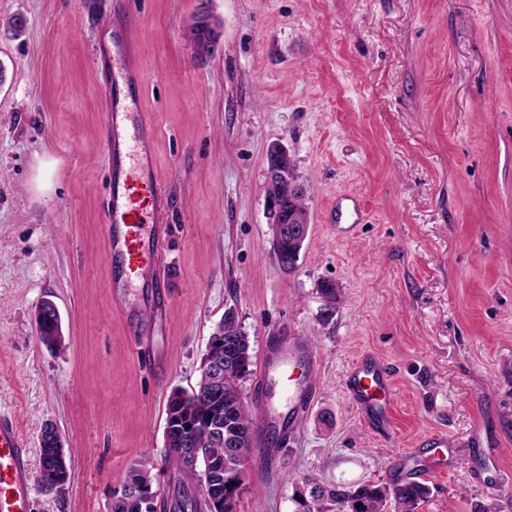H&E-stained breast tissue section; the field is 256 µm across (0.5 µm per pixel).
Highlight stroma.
Instances as JSON below:
<instances>
[{
  "label": "stroma",
  "instance_id": "obj_1",
  "mask_svg": "<svg viewBox=\"0 0 512 512\" xmlns=\"http://www.w3.org/2000/svg\"><path fill=\"white\" fill-rule=\"evenodd\" d=\"M203 5L220 36L200 58L190 27ZM112 7L0 0V411L30 447L50 422L71 450L69 482L34 483L31 512H109L136 461L173 490L166 402L196 389L230 309L254 360L270 337L309 338L317 381L277 455L247 463L237 512H294L306 477L405 481L436 434L460 460L426 477L417 512H512L499 481L512 475V0H137L140 109L167 203L151 284L118 299L110 172L95 149L94 49ZM276 141L307 189L290 272L271 252L265 201ZM343 193L364 219L340 237L319 215ZM46 298L58 350L38 338ZM365 354L394 380L387 434L345 392Z\"/></svg>",
  "mask_w": 512,
  "mask_h": 512
}]
</instances>
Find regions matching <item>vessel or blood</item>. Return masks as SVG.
Masks as SVG:
<instances>
[{
  "instance_id": "obj_1",
  "label": "vessel or blood",
  "mask_w": 512,
  "mask_h": 512,
  "mask_svg": "<svg viewBox=\"0 0 512 512\" xmlns=\"http://www.w3.org/2000/svg\"><path fill=\"white\" fill-rule=\"evenodd\" d=\"M122 13L115 17L112 47L103 58L112 62L106 96L105 134L101 151L112 162L110 203L104 235L109 250L121 261L112 274L114 294L145 280L155 263V253L145 244L149 225L160 214L162 189L147 168L152 158L154 132L138 112V89L145 82L136 64V42L131 25V0H116ZM313 352L300 339L280 338L267 345L258 371L260 381L304 369L312 363ZM345 389L366 421L385 425L395 397L390 374L378 359L365 355L352 365ZM314 386L303 377L284 385V404H261L263 424H281L284 417H298L310 402ZM422 463L409 467V474L442 472L456 461L454 449L446 439L435 436ZM34 481L28 442L12 415L0 413V512H31Z\"/></svg>"
}]
</instances>
